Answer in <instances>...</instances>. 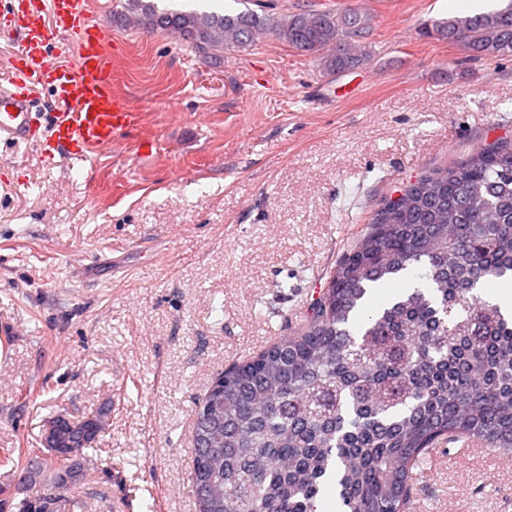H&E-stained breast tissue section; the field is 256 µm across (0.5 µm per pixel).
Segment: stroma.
I'll list each match as a JSON object with an SVG mask.
<instances>
[{
	"label": "stroma",
	"instance_id": "1",
	"mask_svg": "<svg viewBox=\"0 0 512 512\" xmlns=\"http://www.w3.org/2000/svg\"><path fill=\"white\" fill-rule=\"evenodd\" d=\"M512 0H153L287 19L355 10L373 59L327 75L275 37L223 61L88 0L142 123L89 159L0 146V448L45 455L50 416L109 406L68 512H195L198 398L301 325L386 198L512 139V56L423 38ZM149 140L151 156L134 146ZM428 512H512V455L444 452Z\"/></svg>",
	"mask_w": 512,
	"mask_h": 512
}]
</instances>
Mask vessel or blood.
Masks as SVG:
<instances>
[{
	"mask_svg": "<svg viewBox=\"0 0 512 512\" xmlns=\"http://www.w3.org/2000/svg\"><path fill=\"white\" fill-rule=\"evenodd\" d=\"M0 28L21 34L10 76L0 86V143L36 142L43 151L85 159L138 127L141 113L112 89V57L90 23L87 0H0ZM56 34L78 38L68 63L52 48ZM43 89L56 111L37 113L36 94Z\"/></svg>",
	"mask_w": 512,
	"mask_h": 512,
	"instance_id": "vessel-or-blood-1",
	"label": "vessel or blood"
}]
</instances>
